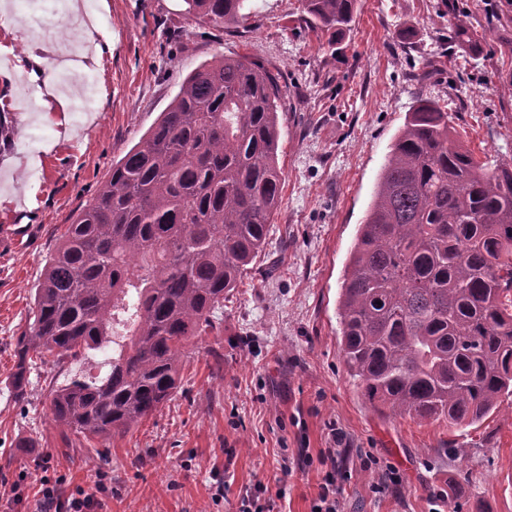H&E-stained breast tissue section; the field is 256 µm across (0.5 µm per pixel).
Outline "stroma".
<instances>
[{
  "mask_svg": "<svg viewBox=\"0 0 512 512\" xmlns=\"http://www.w3.org/2000/svg\"><path fill=\"white\" fill-rule=\"evenodd\" d=\"M184 0H95L111 49L65 54L84 21L66 0H0L9 17L0 54L26 50L24 17L59 75L76 63L95 94L85 112L46 113L21 101L20 67H0V112L19 134L0 151V512H35L43 476L98 488L101 512H237L257 485L284 490L275 512H311L334 448L341 512H512V418L474 425L417 422L363 397L339 353L338 298L379 172L408 112L434 98L455 138L494 166L512 158V0H357L341 40L317 28L302 0H253L226 28L188 22ZM467 14L470 36L448 39ZM246 56L281 88V203L268 245L224 303L220 331L192 340L171 400L129 432L91 442L51 419L53 388L102 373L101 356L31 374L11 388L14 346L26 329L45 264L75 212L168 106L185 76L216 54ZM340 441H332V429ZM401 477L379 495L385 469ZM224 479L227 500L214 502ZM21 482L22 502L11 503ZM451 488L433 505L437 488Z\"/></svg>",
  "mask_w": 512,
  "mask_h": 512,
  "instance_id": "35a3bbf8",
  "label": "stroma"
}]
</instances>
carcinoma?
Masks as SVG:
<instances>
[{"label": "carcinoma", "instance_id": "carcinoma-1", "mask_svg": "<svg viewBox=\"0 0 512 512\" xmlns=\"http://www.w3.org/2000/svg\"><path fill=\"white\" fill-rule=\"evenodd\" d=\"M197 24L235 25L250 0H184ZM357 0H304L341 36ZM281 90L246 56H215L74 214L45 265L12 388L35 361L109 357L108 373L52 393L51 420L87 440L137 428L178 388L187 341L224 322V299L264 251L281 201ZM18 128L0 112V145ZM340 354L375 408L448 426L512 397V159L492 169L448 113H408L350 253Z\"/></svg>", "mask_w": 512, "mask_h": 512}]
</instances>
